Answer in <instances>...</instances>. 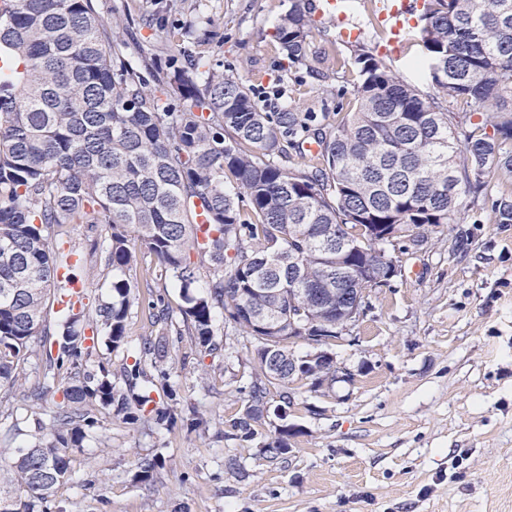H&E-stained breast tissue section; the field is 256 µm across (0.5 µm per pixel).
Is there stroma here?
Returning <instances> with one entry per match:
<instances>
[{
  "label": "stroma",
  "instance_id": "35a3bbf8",
  "mask_svg": "<svg viewBox=\"0 0 512 512\" xmlns=\"http://www.w3.org/2000/svg\"><path fill=\"white\" fill-rule=\"evenodd\" d=\"M168 21L181 32L169 55L203 44L216 69L255 93L277 91L268 111L283 106L351 111V45L321 19L314 42L344 63L322 82L282 68L273 27L288 0H181ZM100 16L127 11L128 58L153 42L155 0H96ZM412 34L387 56L393 74L436 94L416 71ZM332 96H324L325 87ZM490 204L460 194L444 233L421 246L395 250L401 274L370 290V307L326 350L355 375L331 391L296 383L286 417L261 428L297 429L283 462L272 463L257 441L231 439L241 412L238 381L251 370L247 349L199 353L189 342L171 346L165 368L176 397V420L148 427L104 410L92 438L74 457L72 481L60 486L54 512H512V224L489 218ZM147 249L128 279L134 284L126 319L127 346L99 345L95 359L108 368L126 362L152 330L147 303H182L179 289L154 276ZM209 426L188 431L189 410ZM45 405L19 404L0 412V434L14 445L39 435ZM166 460L153 481L135 480L141 459ZM237 458L240 473L226 470Z\"/></svg>",
  "mask_w": 512,
  "mask_h": 512
}]
</instances>
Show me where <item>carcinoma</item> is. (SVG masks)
I'll list each match as a JSON object with an SVG mask.
<instances>
[{
	"label": "carcinoma",
	"instance_id": "cac0c4a2",
	"mask_svg": "<svg viewBox=\"0 0 512 512\" xmlns=\"http://www.w3.org/2000/svg\"><path fill=\"white\" fill-rule=\"evenodd\" d=\"M313 29L304 0H290L274 47L288 68L327 81L338 63L313 43ZM415 29L418 65L439 97L482 105L489 123L458 135L447 109L360 44L352 49L355 108L332 121L325 98L320 112L263 111L252 89L214 68L203 49L154 70L179 36L174 26H159L157 45L134 63L122 53L124 19L104 20L94 0H0V398L63 395L46 413L45 435L10 455L0 448V512H51L56 489L72 479L73 452L98 424L93 410L113 408L134 423L167 420L166 410L147 409V368L166 376L173 333L215 349L218 312L235 335L255 337V373L234 421L250 440L252 413L270 388L286 401L298 380L288 376L294 345L336 337V286L387 277L395 260L384 248L394 244L388 225L425 238L450 223L461 191L485 197L495 174H512L504 97L512 92V0H424ZM309 140L319 165L289 164V150L300 154ZM491 208L498 223H512V193ZM62 224L104 228L90 257L112 280L91 309L84 290L63 301L85 256L69 263L53 251ZM338 234L353 244L339 274ZM137 241L181 289L182 326L156 298V337L119 371L101 364L94 372L88 362L100 337L112 350L125 345ZM198 263L211 270L204 292L191 295ZM35 336L57 337V352L46 353L42 380L30 385ZM271 337L289 341L276 367L266 358ZM295 434L284 427L271 436L268 457L287 454ZM162 467L145 458L135 479L149 482Z\"/></svg>",
	"mask_w": 512,
	"mask_h": 512
}]
</instances>
